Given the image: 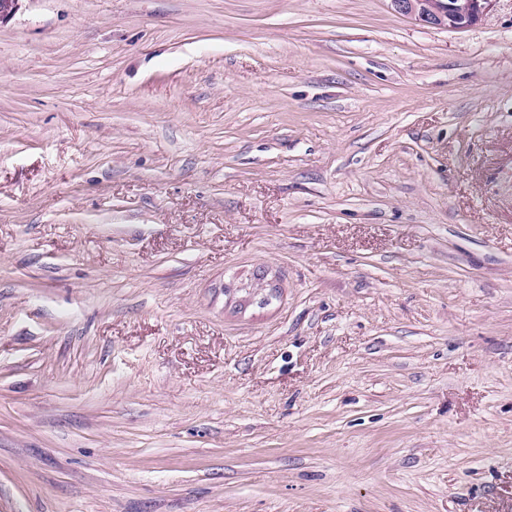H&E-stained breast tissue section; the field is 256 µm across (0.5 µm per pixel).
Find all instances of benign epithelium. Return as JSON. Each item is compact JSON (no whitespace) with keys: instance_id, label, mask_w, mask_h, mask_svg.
<instances>
[{"instance_id":"obj_1","label":"benign epithelium","mask_w":512,"mask_h":512,"mask_svg":"<svg viewBox=\"0 0 512 512\" xmlns=\"http://www.w3.org/2000/svg\"><path fill=\"white\" fill-rule=\"evenodd\" d=\"M491 0H390L393 9L424 25L462 30L485 19Z\"/></svg>"}]
</instances>
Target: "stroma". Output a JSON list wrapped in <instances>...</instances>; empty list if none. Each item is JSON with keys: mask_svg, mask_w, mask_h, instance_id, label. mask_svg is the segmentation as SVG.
Returning <instances> with one entry per match:
<instances>
[{"mask_svg": "<svg viewBox=\"0 0 512 512\" xmlns=\"http://www.w3.org/2000/svg\"><path fill=\"white\" fill-rule=\"evenodd\" d=\"M0 512H512V0H21ZM393 9L424 25L462 30L482 22L491 0H389Z\"/></svg>", "mask_w": 512, "mask_h": 512, "instance_id": "1", "label": "stroma"}]
</instances>
